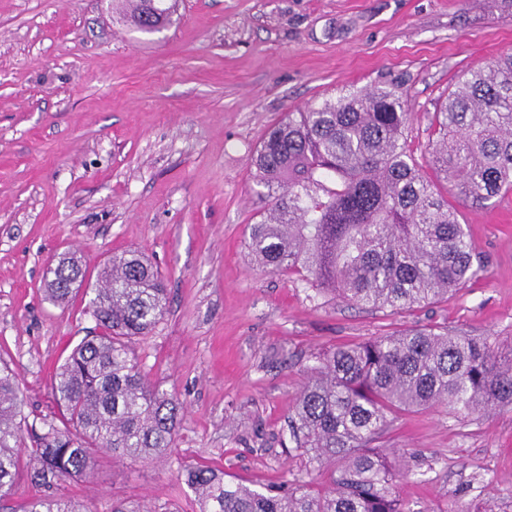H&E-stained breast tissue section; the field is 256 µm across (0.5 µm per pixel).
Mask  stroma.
Wrapping results in <instances>:
<instances>
[{
  "mask_svg": "<svg viewBox=\"0 0 512 512\" xmlns=\"http://www.w3.org/2000/svg\"><path fill=\"white\" fill-rule=\"evenodd\" d=\"M506 53L512 0H182L153 33L112 0H0V364L18 374L27 423L58 420L53 375L95 326L80 296L47 299L56 255L93 277L137 249L168 288L133 349L185 407L176 446L99 458L72 495L91 512L116 499L199 512L181 478L192 465L256 489L307 479L288 416L315 354L425 325L512 347V194L458 207L478 278L400 313L307 298L245 248L260 207L251 153L285 113L403 82L421 160L460 75ZM381 444L409 451L398 487L411 512H512V406L402 413Z\"/></svg>",
  "mask_w": 512,
  "mask_h": 512,
  "instance_id": "stroma-1",
  "label": "stroma"
}]
</instances>
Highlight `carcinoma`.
<instances>
[{"instance_id":"carcinoma-1","label":"carcinoma","mask_w":512,"mask_h":512,"mask_svg":"<svg viewBox=\"0 0 512 512\" xmlns=\"http://www.w3.org/2000/svg\"><path fill=\"white\" fill-rule=\"evenodd\" d=\"M145 32L167 25L178 0H122ZM436 138L416 161L406 130L408 91L390 82L347 90L288 112L251 156L262 191L246 249L256 267L296 275L313 296L375 311L430 304L478 276L459 202L512 192V54L463 73L435 115ZM86 280L75 259L47 271L48 298L69 301ZM96 323L52 382L62 425L44 422L22 447L21 390L0 366V503L21 477L37 488L20 512H87L67 493L100 454L134 462L174 447L182 403L132 351L166 312L167 288L141 253L115 254L84 289ZM292 409L296 449L318 478L252 489L208 467L185 484L200 512H412L398 492L388 417L444 406L459 418L512 405V348L485 337L420 328L341 344L303 368ZM111 512H180L119 499Z\"/></svg>"}]
</instances>
